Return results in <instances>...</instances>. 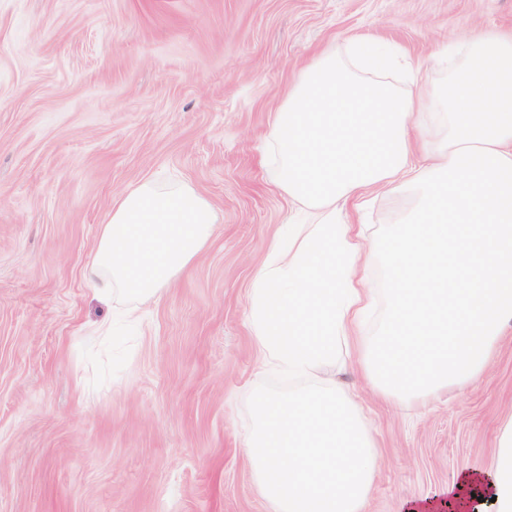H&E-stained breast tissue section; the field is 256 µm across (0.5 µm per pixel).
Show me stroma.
Returning <instances> with one entry per match:
<instances>
[{
	"instance_id": "1",
	"label": "stroma",
	"mask_w": 512,
	"mask_h": 512,
	"mask_svg": "<svg viewBox=\"0 0 512 512\" xmlns=\"http://www.w3.org/2000/svg\"><path fill=\"white\" fill-rule=\"evenodd\" d=\"M512 28V0H0V512H267L242 448L249 296L291 204L270 130L300 71L348 38L427 59ZM187 184L206 246L152 300L85 272L114 199ZM111 332L97 333L101 322ZM381 448L367 512L489 465L512 337L482 383L420 407L339 375Z\"/></svg>"
}]
</instances>
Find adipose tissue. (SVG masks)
<instances>
[{"instance_id":"obj_1","label":"adipose tissue","mask_w":512,"mask_h":512,"mask_svg":"<svg viewBox=\"0 0 512 512\" xmlns=\"http://www.w3.org/2000/svg\"><path fill=\"white\" fill-rule=\"evenodd\" d=\"M401 49L351 39L301 73L275 117L279 186L305 223L275 236L249 310L259 367L295 381L255 402L243 453L270 512H366L378 469L375 438L337 372L396 405L479 384L512 331V31L477 33L445 50L448 74ZM413 193L375 239L342 220L364 213L372 186ZM215 215L188 186L143 184L113 203L90 280L104 298L146 301L207 243ZM382 261L383 319L367 323L376 288L360 277ZM512 512V418L490 467L459 468L434 498L399 512Z\"/></svg>"}]
</instances>
